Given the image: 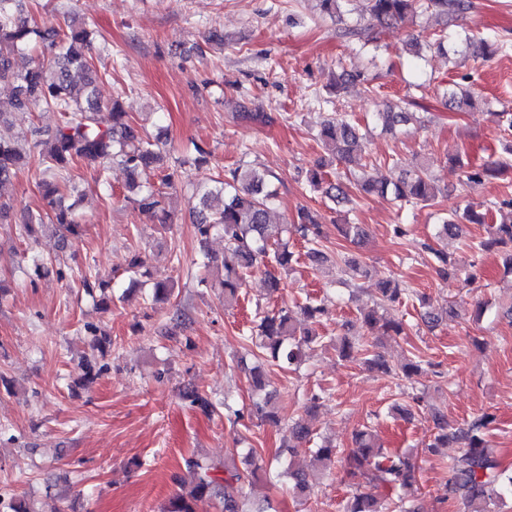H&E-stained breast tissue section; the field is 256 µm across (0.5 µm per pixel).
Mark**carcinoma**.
Masks as SVG:
<instances>
[{
    "instance_id": "cac0c4a2",
    "label": "carcinoma",
    "mask_w": 512,
    "mask_h": 512,
    "mask_svg": "<svg viewBox=\"0 0 512 512\" xmlns=\"http://www.w3.org/2000/svg\"><path fill=\"white\" fill-rule=\"evenodd\" d=\"M316 2L320 12L336 19L339 37L365 43L408 16H441L448 20L463 17L472 9L471 0H363L361 18L367 20L363 25L345 21L342 10L345 0ZM23 9L24 0H0V83L12 86L13 108L31 111L40 107L58 113L59 120L50 129L36 131L33 139L23 133L7 139L0 137V185L11 182L19 171L33 164L39 171L41 207L24 212L19 221L21 236L34 241L39 229L47 223L57 225L66 238L82 235L81 219L74 205L65 204L63 194L70 171L78 162L94 167L105 186L109 185L112 165L124 167L129 175L125 200L134 208L156 216L159 223H167L166 196L153 185L140 183L141 170L150 167L162 170V185L175 192L190 184L191 171L209 163L211 151L196 144L194 152L177 155L161 138L149 136L144 128L131 122L119 100L105 104L97 100L96 84L110 75V71L100 69L91 56L92 45L99 37L93 24L72 22L65 30L41 31L29 26ZM433 46L443 55H458L475 48L483 57L491 58L499 49L508 47V42L502 40L497 47L472 34L462 38L441 34ZM444 97L450 109L460 110L471 104L467 91L457 84L446 88ZM378 121L384 130L394 132L421 118L414 113L389 110L378 113ZM361 137L360 127L339 114L321 121L315 130V139L331 162L338 165L352 163ZM324 167L325 163L319 162L306 173V180L334 204L351 203L356 190L364 195L390 196L402 206L428 207L441 193L439 184L423 163L402 169L395 181L353 173L345 181L333 182L327 178ZM275 197L267 176L249 165L231 168L225 171L224 179L198 189V201L192 210L197 238L203 242L212 235L224 237L225 250L234 259L231 264L224 263V277L212 284L224 296L226 307L238 304L243 276L257 265L268 262L275 269L290 270L298 261L270 224ZM494 209L500 212V220L491 224L490 210L479 211L468 204L443 219L441 235L456 237L465 224L486 226L487 237L472 243V248L497 252L504 273L512 275V202L496 203ZM296 230L308 244L307 256L313 263L328 260L320 249L322 229L315 212L304 207L299 209ZM427 249L441 277L459 275V264L447 252L430 245ZM83 287L101 310L110 309V298L95 295V288L103 289L105 284L96 285L85 277ZM405 295L398 280L389 278L382 282L379 302L363 313V323L370 335L404 333L403 324L388 317L387 306L402 303ZM323 314V308L312 301L300 307V320L286 307L263 312L250 330L249 340L259 353L277 365L297 368L306 351L320 339L314 324ZM91 334L92 348L105 354L112 346L111 336L97 327L91 329ZM358 346L348 336L336 339V353L342 360L352 359ZM365 365L388 375L399 371L407 379L419 370L414 363L395 370L379 353L368 355ZM184 398L204 414L216 411V405L193 387L186 388ZM251 412L264 422L273 425L280 422L269 394L255 402ZM492 421V416L482 414L450 433L444 417L434 414L439 432L427 444L426 451L435 453L450 441L463 448L462 454L449 464L444 499L461 502L466 506L464 512H499L505 493L512 494V470L502 466L485 440ZM336 457L335 448L323 445L315 450L309 465L298 466L290 461L283 475L292 482L297 495L308 498L314 477L331 470ZM186 465L194 474L193 486L187 493L175 495L164 512H204L210 505L218 512H267L264 507L244 508L243 498L244 483L252 481L265 466L256 464L242 471L227 457L222 463L190 458ZM345 478L348 484L364 485L370 491L355 494L343 512H412L404 507L401 492L416 483L414 465L404 455L384 451L368 428L355 434V448L346 456Z\"/></svg>"
}]
</instances>
